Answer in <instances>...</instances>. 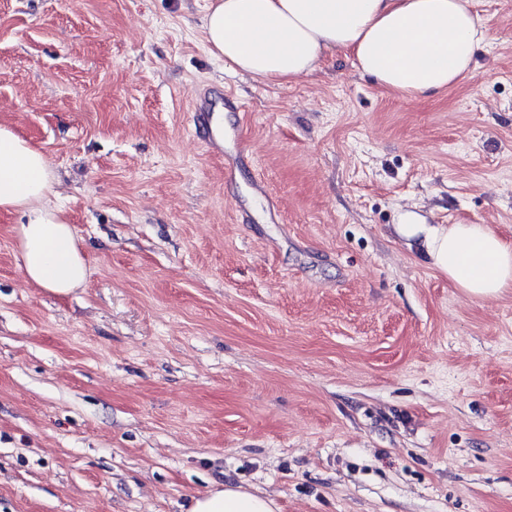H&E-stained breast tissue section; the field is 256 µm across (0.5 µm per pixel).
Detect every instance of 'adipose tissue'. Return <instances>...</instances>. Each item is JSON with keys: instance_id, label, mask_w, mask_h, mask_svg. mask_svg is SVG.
I'll return each mask as SVG.
<instances>
[{"instance_id": "ef3b65f1", "label": "adipose tissue", "mask_w": 512, "mask_h": 512, "mask_svg": "<svg viewBox=\"0 0 512 512\" xmlns=\"http://www.w3.org/2000/svg\"><path fill=\"white\" fill-rule=\"evenodd\" d=\"M225 68L280 86L311 76L336 52L386 90L426 97L473 73L491 37L475 0H211L199 21ZM45 151L0 124V214L19 216L12 232L26 282L56 294L83 287L88 266L59 201ZM396 235L417 249L466 297L512 289V243L486 224H430L402 211ZM191 512H277L272 498L241 488L196 497Z\"/></svg>"}]
</instances>
